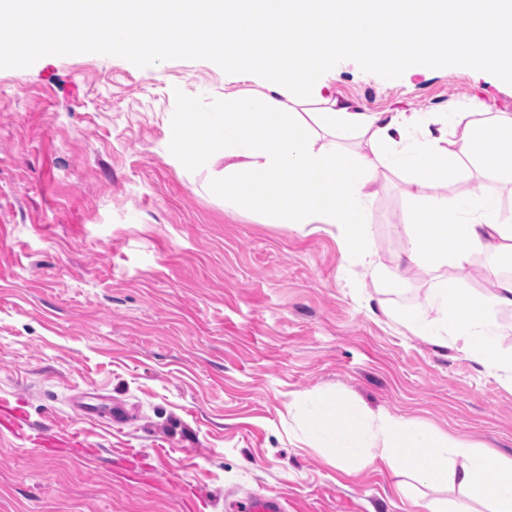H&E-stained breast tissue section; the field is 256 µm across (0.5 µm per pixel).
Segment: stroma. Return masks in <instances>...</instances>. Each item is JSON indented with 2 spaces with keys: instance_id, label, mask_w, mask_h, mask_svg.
<instances>
[{
  "instance_id": "stroma-1",
  "label": "stroma",
  "mask_w": 512,
  "mask_h": 512,
  "mask_svg": "<svg viewBox=\"0 0 512 512\" xmlns=\"http://www.w3.org/2000/svg\"><path fill=\"white\" fill-rule=\"evenodd\" d=\"M263 72L183 49L153 60L45 50L37 69L0 56V512H236L247 493L300 512H428L455 486L382 462L347 473L298 447L296 399L333 394L512 457V387L405 316L433 276L400 289L323 230L263 223L171 153L185 107L220 112ZM373 112L512 113V86L456 67L399 76L359 56L326 64L309 97ZM398 177L380 178L368 228L382 262L405 248ZM448 194L512 188L460 171ZM491 256L447 269L493 289ZM89 392L124 422L82 419Z\"/></svg>"
}]
</instances>
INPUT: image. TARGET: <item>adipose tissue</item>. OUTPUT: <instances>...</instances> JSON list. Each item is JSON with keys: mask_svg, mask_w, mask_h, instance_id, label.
Here are the masks:
<instances>
[{"mask_svg": "<svg viewBox=\"0 0 512 512\" xmlns=\"http://www.w3.org/2000/svg\"><path fill=\"white\" fill-rule=\"evenodd\" d=\"M0 14L14 20L0 30V48L19 52L30 69L56 44L142 57L185 48L242 70L264 64L262 91L227 97L220 112L177 113L173 155L222 163L204 189L225 206L258 210L267 224L324 225L377 274L383 265L372 247L368 204L381 173H400L410 220L394 262L441 276L424 307L406 317L408 329L457 348L512 385V360L498 356L496 322L498 309L512 308V278L494 277L493 292L474 300L442 274L476 252L512 256V218H502L494 195L439 190L472 165L512 184V114L491 112L475 122L452 104L416 119L339 99L320 112L288 108L323 65L352 52L374 70L467 66L512 83V0H0ZM78 25L89 33L79 42ZM458 126L464 134L448 149V130ZM342 134L358 140L354 159L341 157ZM292 407L304 420L299 441L321 448L338 467L399 465L420 482L456 484L463 497L450 512H475L477 502L512 512V458L332 395Z\"/></svg>", "mask_w": 512, "mask_h": 512, "instance_id": "ef3b65f1", "label": "adipose tissue"}]
</instances>
